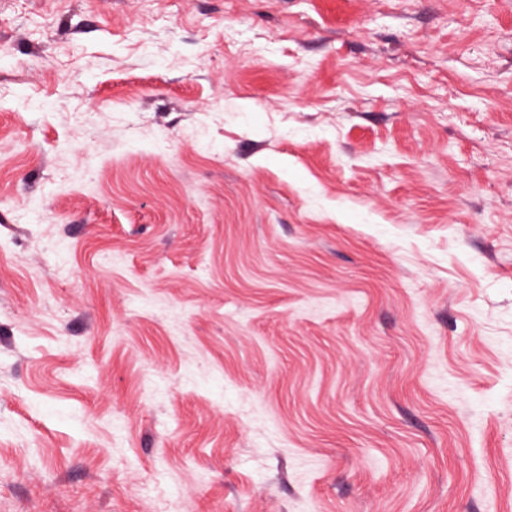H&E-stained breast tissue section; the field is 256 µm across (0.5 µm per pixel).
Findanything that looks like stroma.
I'll use <instances>...</instances> for the list:
<instances>
[{
	"label": "stroma",
	"mask_w": 512,
	"mask_h": 512,
	"mask_svg": "<svg viewBox=\"0 0 512 512\" xmlns=\"http://www.w3.org/2000/svg\"><path fill=\"white\" fill-rule=\"evenodd\" d=\"M512 512V0H0V512Z\"/></svg>",
	"instance_id": "obj_1"
}]
</instances>
